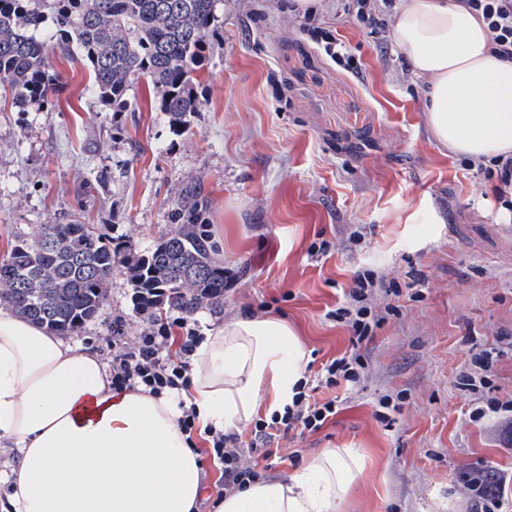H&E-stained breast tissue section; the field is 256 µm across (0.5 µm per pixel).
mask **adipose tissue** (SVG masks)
Returning a JSON list of instances; mask_svg holds the SVG:
<instances>
[{"label": "adipose tissue", "mask_w": 512, "mask_h": 512, "mask_svg": "<svg viewBox=\"0 0 512 512\" xmlns=\"http://www.w3.org/2000/svg\"><path fill=\"white\" fill-rule=\"evenodd\" d=\"M392 38L427 79L425 111L452 152L512 155V63L489 52L484 24L458 0H402ZM307 355L273 318H238L207 335L180 397L113 391L96 353L76 351L0 307V441L19 465L0 473L14 512H191L200 462L177 419L195 405L200 429L248 423L260 403L291 402ZM353 448H328L288 480L218 495L215 512H335L362 475Z\"/></svg>", "instance_id": "1"}]
</instances>
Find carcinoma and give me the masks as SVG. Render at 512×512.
Returning <instances> with one entry per match:
<instances>
[{
  "label": "carcinoma",
  "mask_w": 512,
  "mask_h": 512,
  "mask_svg": "<svg viewBox=\"0 0 512 512\" xmlns=\"http://www.w3.org/2000/svg\"><path fill=\"white\" fill-rule=\"evenodd\" d=\"M216 0H0V86L12 105L47 107L58 91L48 49L76 53L90 79L84 92L110 112L127 109L131 88L147 85L171 128H190ZM206 204L189 189L177 225L143 254L121 255L75 218L36 224L16 236L0 262V304L57 336H74L108 298L116 264L140 307L168 298L188 313L224 301V265L206 233Z\"/></svg>",
  "instance_id": "carcinoma-1"
}]
</instances>
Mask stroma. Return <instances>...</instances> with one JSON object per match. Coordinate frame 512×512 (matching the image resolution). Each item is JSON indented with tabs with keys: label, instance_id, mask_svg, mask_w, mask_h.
I'll list each match as a JSON object with an SVG mask.
<instances>
[{
	"label": "stroma",
	"instance_id": "stroma-1",
	"mask_svg": "<svg viewBox=\"0 0 512 512\" xmlns=\"http://www.w3.org/2000/svg\"><path fill=\"white\" fill-rule=\"evenodd\" d=\"M289 3L217 0L184 133L143 83L127 111H101L82 94L87 66L51 48L52 107L0 103V259L20 232L70 214L144 253L196 184L227 287L221 306L195 312L201 333L247 314L282 319L321 363L351 347L333 312L355 276L385 284L367 301L380 324L359 382L316 391L339 397V412L318 432L276 439L283 461L267 478L355 448L366 468L336 512H471L466 482L488 472L512 510V424L470 416L512 400V354L487 371L472 363L512 336V204L497 200L491 163L431 133L425 83L384 6L372 30L353 0H321L309 19ZM311 25L339 38L359 72L339 69ZM118 319L129 337L146 325L120 267L97 318L67 342L102 350Z\"/></svg>",
	"mask_w": 512,
	"mask_h": 512
}]
</instances>
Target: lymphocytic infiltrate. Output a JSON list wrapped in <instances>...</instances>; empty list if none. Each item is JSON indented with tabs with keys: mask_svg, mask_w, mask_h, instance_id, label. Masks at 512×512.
<instances>
[{
	"mask_svg": "<svg viewBox=\"0 0 512 512\" xmlns=\"http://www.w3.org/2000/svg\"><path fill=\"white\" fill-rule=\"evenodd\" d=\"M474 16L484 22L490 49L497 57L512 61V0H460ZM373 279L359 277L350 292V306L338 308L336 318L348 325L353 336L352 348L342 356L322 363L315 377L317 387H333L338 381L358 382L359 366L363 359L360 348L370 341L372 327L368 320L366 300L375 289ZM202 341L194 324L187 318L150 315L146 328L139 336L124 334L123 321H115L109 342L112 346L111 384L113 390L138 389L154 397H162L188 388L191 362ZM339 411L336 399L315 401L306 382H299L291 404L283 411L272 413L269 420L254 424L251 448H242L237 433L209 429L204 453L222 467L224 488L241 489L261 479V460L272 457L270 442L278 433L301 429L311 433L319 431L330 417Z\"/></svg>",
	"mask_w": 512,
	"mask_h": 512,
	"instance_id": "lymphocytic-infiltrate-1",
	"label": "lymphocytic infiltrate"
}]
</instances>
